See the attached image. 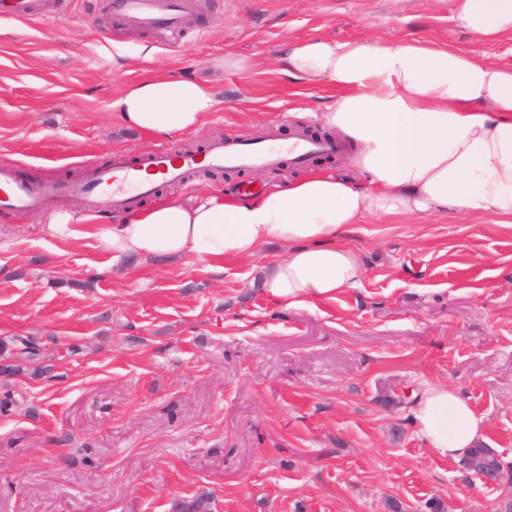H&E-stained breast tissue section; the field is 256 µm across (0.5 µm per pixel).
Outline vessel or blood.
<instances>
[{"instance_id":"b4317fda","label":"vessel or blood","mask_w":512,"mask_h":512,"mask_svg":"<svg viewBox=\"0 0 512 512\" xmlns=\"http://www.w3.org/2000/svg\"><path fill=\"white\" fill-rule=\"evenodd\" d=\"M114 20L131 17L151 32L163 46L177 43L196 18L198 0H107ZM52 0H0V18L29 22L56 17ZM335 140L301 135L291 138L287 152L275 149L267 140L243 136L210 141L200 154L162 148L138 158L114 153L109 166L88 165L79 181L67 185V192L84 197L100 207L116 210L132 208L154 190L155 180L179 181L200 166L216 170L266 169L276 167L282 155L296 166H306L322 155L340 153ZM44 190L15 176L10 167L0 165V208L31 210L41 203Z\"/></svg>"}]
</instances>
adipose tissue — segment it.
<instances>
[{"label": "adipose tissue", "instance_id": "1", "mask_svg": "<svg viewBox=\"0 0 512 512\" xmlns=\"http://www.w3.org/2000/svg\"><path fill=\"white\" fill-rule=\"evenodd\" d=\"M454 15L476 43L512 38V0H455ZM273 62L291 81L336 88L320 119L352 142L347 171L252 194L166 197L118 224L55 209L46 231L84 241L115 267L193 256L220 270L277 242L284 251L262 264L263 285L276 302L305 306L360 285L361 254L342 239L350 225L449 213L512 227V66L427 38L309 36L282 43ZM219 103L211 85L158 72L127 84L111 107L127 127L167 136L197 130ZM412 424L434 455L455 462L485 433L469 397L443 383L427 385Z\"/></svg>", "mask_w": 512, "mask_h": 512}]
</instances>
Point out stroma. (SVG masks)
I'll return each instance as SVG.
<instances>
[{"mask_svg": "<svg viewBox=\"0 0 512 512\" xmlns=\"http://www.w3.org/2000/svg\"><path fill=\"white\" fill-rule=\"evenodd\" d=\"M294 36L389 43L429 38L512 65V39L478 45L453 0H201L173 47L99 0H68L57 20H0V164L29 181L73 179L115 152L203 150L218 136H320L328 88L271 62ZM153 61L137 60L140 46ZM128 66L114 71L112 57ZM253 60L242 73L213 59ZM210 82L220 107L198 130L156 138L111 108L151 69ZM191 173L165 194L240 190L297 175ZM55 196L0 211V339L28 337L40 376H0V512H495L502 486L434 456L411 424L427 384L462 390L512 479V228L432 215L369 220L345 237L359 287L304 307L275 302L259 259L206 269L194 257L109 266L43 226Z\"/></svg>", "mask_w": 512, "mask_h": 512, "instance_id": "stroma-1", "label": "stroma"}]
</instances>
